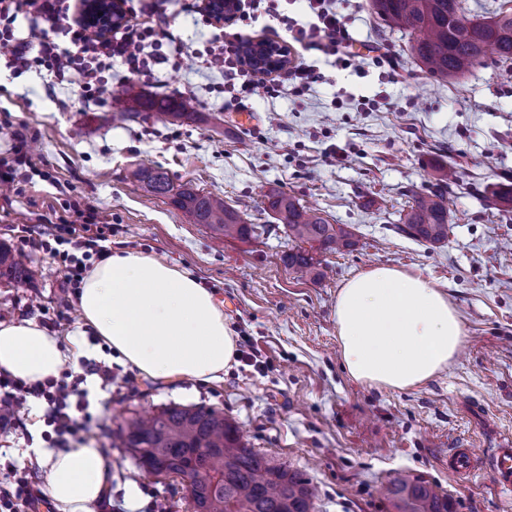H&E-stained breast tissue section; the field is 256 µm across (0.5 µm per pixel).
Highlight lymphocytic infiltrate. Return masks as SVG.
Here are the masks:
<instances>
[{"label": "lymphocytic infiltrate", "instance_id": "1", "mask_svg": "<svg viewBox=\"0 0 512 512\" xmlns=\"http://www.w3.org/2000/svg\"><path fill=\"white\" fill-rule=\"evenodd\" d=\"M81 0H0V65L21 74L30 70H46L51 84H75L82 99L100 104L108 91V74L120 69L121 81L152 74L155 66L167 64L181 68L186 60L224 76L223 90L228 98L225 107L243 110L251 99L307 92L320 77L316 65L301 62L284 75L272 77L246 66L239 44L223 33H215L204 49L184 53L180 37L169 29L168 16L158 0H120L124 23L91 34L81 17ZM312 15L301 24L280 14L279 0H237L234 22L246 23L256 15L267 14L280 19L293 49L321 51L335 64L347 67V48L352 41L347 18L336 0H307ZM29 19L26 36L14 33L17 18ZM81 239L68 241L62 233L41 240L40 246L50 257L61 262L72 286H79L90 260L108 255L103 226L84 224ZM81 377L63 370L60 377L35 383L0 373V406L32 396L44 400L49 408L48 420L58 436L75 434L90 415L85 403L78 401Z\"/></svg>", "mask_w": 512, "mask_h": 512}]
</instances>
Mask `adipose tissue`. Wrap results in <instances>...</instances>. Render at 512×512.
<instances>
[{
	"mask_svg": "<svg viewBox=\"0 0 512 512\" xmlns=\"http://www.w3.org/2000/svg\"><path fill=\"white\" fill-rule=\"evenodd\" d=\"M80 317L142 374L164 381L220 380L236 339L213 295L188 271L138 251L96 262L78 296ZM341 360L350 377L385 390L419 387L447 369L465 342L447 295L422 275L379 266L340 288ZM63 353L38 323H0V371L33 383L58 376ZM59 512H90L107 483L102 449H38Z\"/></svg>",
	"mask_w": 512,
	"mask_h": 512,
	"instance_id": "ef3b65f1",
	"label": "adipose tissue"
}]
</instances>
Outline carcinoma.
<instances>
[{
  "mask_svg": "<svg viewBox=\"0 0 512 512\" xmlns=\"http://www.w3.org/2000/svg\"><path fill=\"white\" fill-rule=\"evenodd\" d=\"M371 5L386 25L409 32L411 54L433 78H454L482 64L489 53L498 63H512V8L500 9L488 21L474 22L466 18L462 0H371ZM140 107L175 121L196 117V103L183 97L150 99ZM130 177L154 195L172 197L193 223L206 225L216 235L248 239L267 232L261 224L248 223L220 197L175 187L157 168L139 166ZM455 179L456 171L444 169L428 192L415 194L396 225L397 233L420 242L444 241L449 224L445 199L448 183ZM267 209L278 215L294 242L315 243L332 252L355 245L348 226L328 223L282 191L267 193ZM283 261L302 275H320L317 262L300 247L290 249ZM29 277L28 268L0 244V279L22 285ZM117 435L144 473L159 480L189 479L194 512H316V487L303 474L254 451L238 428L215 409L165 406L149 418L126 420ZM388 494L395 512H450L448 497L408 472L390 480Z\"/></svg>",
  "mask_w": 512,
  "mask_h": 512,
  "instance_id": "obj_1",
  "label": "carcinoma"
}]
</instances>
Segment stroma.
I'll use <instances>...</instances> for the list:
<instances>
[{
    "instance_id": "1",
    "label": "stroma",
    "mask_w": 512,
    "mask_h": 512,
    "mask_svg": "<svg viewBox=\"0 0 512 512\" xmlns=\"http://www.w3.org/2000/svg\"><path fill=\"white\" fill-rule=\"evenodd\" d=\"M354 37L348 68L321 64L301 96L255 98L254 123L240 127L216 91L224 77L186 62L131 80L143 98L193 90L195 119L116 121L128 110L121 83L101 105L84 104L77 85L49 87L46 74L0 73V157L15 137L31 163L18 186L0 183V242L23 253L32 276L21 286L0 280V323L36 321L57 336L65 368L85 374L95 417L89 431L57 444L88 440L110 463L107 488L93 512H190L180 480L141 474L114 433L124 419L177 404L223 412L251 448L304 475L318 490L317 512H394L385 488L395 472L425 478L446 495L450 512H512L490 475L448 473V451L483 452L512 437V204L491 208L492 194L512 189V83L486 60L453 80L427 77L407 52V32L387 28L369 0H339ZM389 52L397 73L373 64ZM377 100L369 112L360 98ZM450 164L448 238L421 244L395 231L413 193ZM167 171L224 199L249 223L270 224L263 210L273 188L294 196L329 223L349 225L353 250L314 251L321 275L302 278L283 262L291 249L283 227L258 239L213 238L172 199L135 186L130 169ZM111 228V249L162 257L186 269L215 295L238 351L222 381L167 383L132 369L84 326L65 270L31 244L49 224L74 226L76 211ZM387 266L424 276L447 293L466 334L449 365L423 386L380 390L345 371L334 307L352 277ZM112 371L111 382L88 374ZM44 404L20 402L0 429V492L13 486L12 466L44 479Z\"/></svg>"
}]
</instances>
